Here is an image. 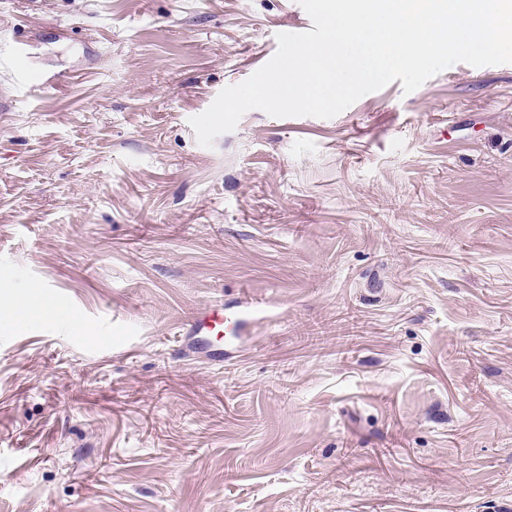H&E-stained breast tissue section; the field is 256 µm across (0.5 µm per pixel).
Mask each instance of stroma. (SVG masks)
I'll list each match as a JSON object with an SVG mask.
<instances>
[{"mask_svg":"<svg viewBox=\"0 0 512 512\" xmlns=\"http://www.w3.org/2000/svg\"><path fill=\"white\" fill-rule=\"evenodd\" d=\"M311 27L0 0V58L37 50L0 75V512H512V64L200 145L190 118ZM216 300L267 316L223 366L177 356Z\"/></svg>","mask_w":512,"mask_h":512,"instance_id":"obj_1","label":"stroma"}]
</instances>
